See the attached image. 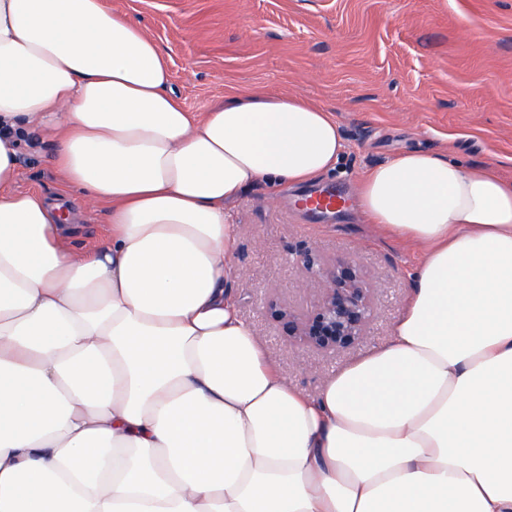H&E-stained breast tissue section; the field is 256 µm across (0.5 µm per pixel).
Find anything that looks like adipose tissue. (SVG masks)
<instances>
[{
  "mask_svg": "<svg viewBox=\"0 0 512 512\" xmlns=\"http://www.w3.org/2000/svg\"><path fill=\"white\" fill-rule=\"evenodd\" d=\"M104 0H0V512H512V181L444 152L366 170L368 223L423 245L389 341L291 386L233 293L231 205L335 169L332 112L203 114ZM63 196L17 192L30 126ZM106 207L71 248L66 194ZM77 230L72 237V245L82 250L95 244L102 236L108 224V215L105 209L86 213L76 222Z\"/></svg>",
  "mask_w": 512,
  "mask_h": 512,
  "instance_id": "1",
  "label": "adipose tissue"
}]
</instances>
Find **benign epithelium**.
Wrapping results in <instances>:
<instances>
[{
	"mask_svg": "<svg viewBox=\"0 0 512 512\" xmlns=\"http://www.w3.org/2000/svg\"><path fill=\"white\" fill-rule=\"evenodd\" d=\"M309 273L323 283L314 307L297 314L287 306L272 313L283 323L288 340L319 353H336L359 343L375 316V289L366 285L358 264L338 259L319 267L304 259Z\"/></svg>",
	"mask_w": 512,
	"mask_h": 512,
	"instance_id": "obj_1",
	"label": "benign epithelium"
}]
</instances>
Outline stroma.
Listing matches in <instances>:
<instances>
[{
    "mask_svg": "<svg viewBox=\"0 0 512 512\" xmlns=\"http://www.w3.org/2000/svg\"><path fill=\"white\" fill-rule=\"evenodd\" d=\"M137 22L168 59L173 95L204 112L237 93L301 94L332 111L346 143L334 172L304 186L257 184L232 205L238 309L290 385L323 380L385 344L410 291L421 246L366 223L357 182L406 151H445L512 180V0H105ZM53 144L31 132L18 186L59 190ZM340 192L335 214L313 217L311 192ZM353 258L377 285L376 315L354 349L320 355L290 342L277 302L310 310L318 297L300 255Z\"/></svg>",
    "mask_w": 512,
    "mask_h": 512,
    "instance_id": "obj_1",
    "label": "stroma"
}]
</instances>
